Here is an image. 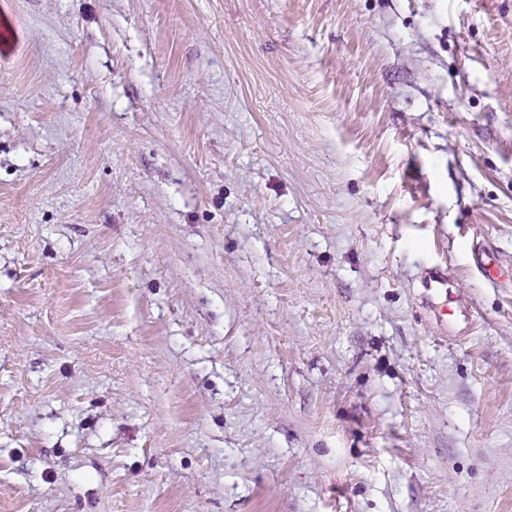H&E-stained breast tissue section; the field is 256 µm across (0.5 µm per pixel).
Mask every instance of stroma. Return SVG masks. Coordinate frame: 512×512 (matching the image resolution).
I'll use <instances>...</instances> for the list:
<instances>
[{
    "instance_id": "1",
    "label": "stroma",
    "mask_w": 512,
    "mask_h": 512,
    "mask_svg": "<svg viewBox=\"0 0 512 512\" xmlns=\"http://www.w3.org/2000/svg\"><path fill=\"white\" fill-rule=\"evenodd\" d=\"M0 512H512V0H0ZM451 280L448 268L435 269L427 273L421 282L422 288L427 292V297L422 301L423 308L442 326L444 334H448V328H455L461 321L465 328L474 330L476 319L473 313H463L448 306L451 296H448V282Z\"/></svg>"
}]
</instances>
